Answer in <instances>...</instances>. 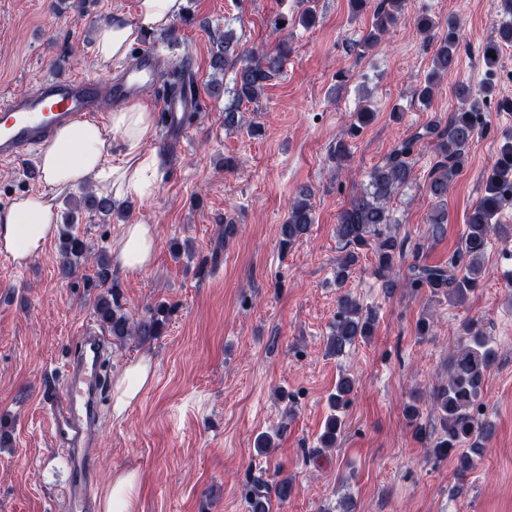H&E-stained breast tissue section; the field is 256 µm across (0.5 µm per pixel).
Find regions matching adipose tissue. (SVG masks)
<instances>
[{
	"instance_id": "adipose-tissue-1",
	"label": "adipose tissue",
	"mask_w": 512,
	"mask_h": 512,
	"mask_svg": "<svg viewBox=\"0 0 512 512\" xmlns=\"http://www.w3.org/2000/svg\"><path fill=\"white\" fill-rule=\"evenodd\" d=\"M183 3L184 0H138L135 19L116 14L99 25L94 46L99 64L125 58L143 35L169 28ZM153 136V114L140 102L111 112L105 126L79 120L62 127L37 157L43 174L42 190L22 196L0 210V245L22 260L40 254L57 228L56 198L78 185L96 182L116 201L141 192L144 168L158 163L156 155L143 150ZM116 138L122 146L117 160L112 157V141ZM155 248L154 225L128 224L123 228L114 259L126 274L136 275L151 264ZM152 379L150 360L143 358L130 364L114 383V414L122 415ZM136 488L135 472L114 473L98 492L99 512H134Z\"/></svg>"
}]
</instances>
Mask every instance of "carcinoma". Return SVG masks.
<instances>
[{
    "instance_id": "1",
    "label": "carcinoma",
    "mask_w": 512,
    "mask_h": 512,
    "mask_svg": "<svg viewBox=\"0 0 512 512\" xmlns=\"http://www.w3.org/2000/svg\"><path fill=\"white\" fill-rule=\"evenodd\" d=\"M403 0H377L372 13V25L361 43L367 51L374 48L386 35L389 28L397 23ZM501 20L498 23L497 40L488 42L484 48V60L489 66L496 63L501 46L512 45V0H500ZM416 31L424 36L427 43L433 42L436 49L432 59V71L425 84L413 90L412 97L422 103L431 101L438 76L455 69L460 49V34L456 23L448 20V29L439 32L436 21L423 14L417 18ZM286 43L281 41L275 52L251 48L241 49L239 39L228 30L224 39L213 52L211 66L218 82L229 61L238 64L235 70L233 93L236 107L225 109L224 124L237 123V107L256 100L268 82L281 69L283 60L288 57ZM492 94V85L485 83L478 87L459 84L455 87V97L459 102L457 110L448 118L429 123L415 132L390 152L386 161L376 165L367 173V183L359 194L352 197L350 204L338 216L336 237L342 255L336 266V286L344 287L353 267L359 261V254L370 250L375 257L374 274L391 288L395 284V268L405 257V241L400 239L392 225L397 223L389 209L391 199L411 183L416 163L414 152L424 144L434 146V162L426 176L429 195L437 203H442L455 177L463 169L468 158V150L479 133L480 120L486 100ZM373 118L367 101L359 102L346 130V137L336 141L332 155L341 161L349 155L348 139L358 136L363 127ZM512 206V141L505 143L500 157L486 176L485 194L470 209L463 245L448 258V265L423 264L420 260L421 245L414 247L415 262L409 266L407 283L413 288H429L435 294L441 292L448 298L462 300L478 286L482 276V257L492 237L512 234V228L498 222L502 211ZM115 204L109 195H99L87 188L82 197L74 202L72 211L65 215L64 229L59 243V263L64 271L73 275L88 260L91 248L85 238L73 231V212L85 209L103 217L112 215ZM314 222L312 193L302 190L292 202L288 216L279 229V244L282 249L290 248L296 241L306 236ZM447 214L437 207L429 217L428 236L439 239L445 234L444 224ZM98 268L94 286L103 289L95 302L94 310L103 326L113 339L126 341L135 339L146 344L162 335L170 315V308L156 303L147 308L146 313L137 317L125 310L120 302L119 285L110 278L107 251L101 249L96 255ZM373 315L364 312L360 304L349 295L339 299L336 322L328 338V353L334 355L353 344L358 338L372 334ZM458 344L448 353V381L434 394V408L439 413L442 433L435 439L427 438L426 429L417 423L419 410L414 405L405 409L409 425L415 435L428 439L429 453L437 459L453 455L456 472L464 476L476 467L474 454L484 448L488 438V428L475 414V406L482 394L494 351L488 345L478 322H466L459 333ZM353 391L352 381L342 377L336 384V391L330 397L331 407L338 410L347 403ZM342 420L336 414L329 416L321 437L323 447L336 445L337 433ZM293 490L288 479H282L273 486L259 480L246 490L248 512H269V501L276 497L284 502Z\"/></svg>"
}]
</instances>
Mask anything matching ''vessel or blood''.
Masks as SVG:
<instances>
[{"mask_svg":"<svg viewBox=\"0 0 512 512\" xmlns=\"http://www.w3.org/2000/svg\"><path fill=\"white\" fill-rule=\"evenodd\" d=\"M156 57L145 50L123 77L102 86L88 77L54 76L41 80L34 92L0 100V162L19 159L25 152L50 143L67 124L101 112L102 95L125 100L139 95L153 83ZM167 136L179 137L176 127L182 112L199 110L193 92H161L158 98ZM105 337L84 332L73 353L66 357L57 388L45 390L42 405L47 411L54 446L68 453L71 480L63 494L68 512H91L88 488L95 474L97 423L103 412L104 366L109 357Z\"/></svg>","mask_w":512,"mask_h":512,"instance_id":"obj_1","label":"vessel or blood"}]
</instances>
